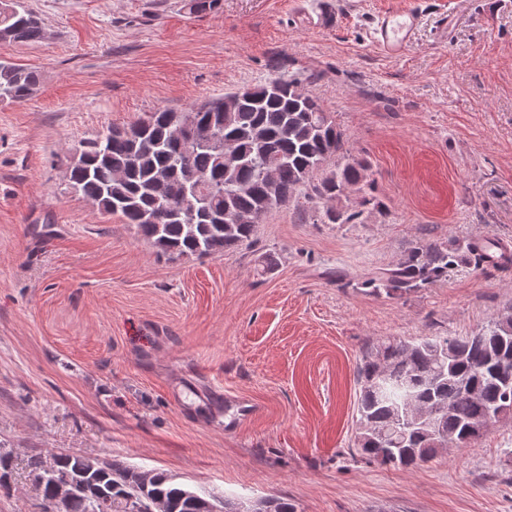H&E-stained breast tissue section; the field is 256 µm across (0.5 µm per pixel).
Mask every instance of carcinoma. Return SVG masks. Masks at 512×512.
<instances>
[{
	"label": "carcinoma",
	"mask_w": 512,
	"mask_h": 512,
	"mask_svg": "<svg viewBox=\"0 0 512 512\" xmlns=\"http://www.w3.org/2000/svg\"><path fill=\"white\" fill-rule=\"evenodd\" d=\"M42 19L23 0H0V41L37 43ZM37 71L0 61V102L36 93ZM196 121L207 134L178 135ZM336 167L326 170L331 157ZM70 190L133 224L157 252L215 257L253 241L256 224L295 194L321 207L323 224H347L356 213L338 206L347 191L364 194L366 165L345 154L344 133L298 79L274 78L226 93L188 111L158 109L126 126H110L65 158ZM448 251L412 247L396 268L364 282L369 293L401 296L441 279ZM359 385L353 445L367 460L410 468L433 460L445 441L463 448L487 434L489 413L512 416V307L466 336L387 338L370 343L356 367ZM435 413L427 422L421 411ZM11 457L0 455V490L10 492ZM69 485L67 512H96L95 503L127 512L146 503L156 512H216L205 494L163 472L145 474L120 460L102 465L56 454L55 471L37 488L41 512H53L58 484ZM251 512H295L280 497Z\"/></svg>",
	"instance_id": "carcinoma-1"
}]
</instances>
